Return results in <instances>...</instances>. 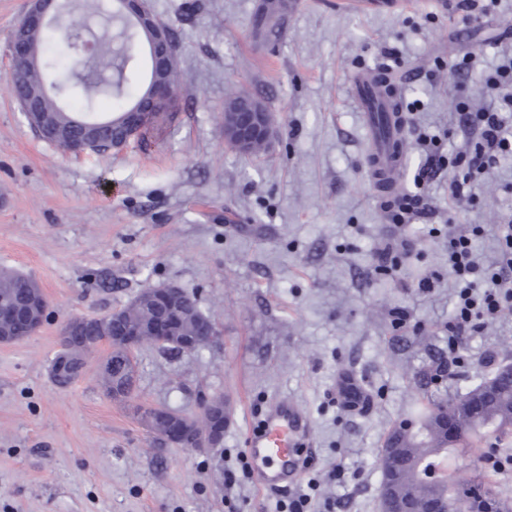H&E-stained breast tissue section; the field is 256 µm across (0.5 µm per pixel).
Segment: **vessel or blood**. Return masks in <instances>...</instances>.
Returning a JSON list of instances; mask_svg holds the SVG:
<instances>
[{
	"label": "vessel or blood",
	"mask_w": 512,
	"mask_h": 512,
	"mask_svg": "<svg viewBox=\"0 0 512 512\" xmlns=\"http://www.w3.org/2000/svg\"><path fill=\"white\" fill-rule=\"evenodd\" d=\"M388 81L381 73L370 71L350 84V94L359 107L364 127L371 138L367 160L374 186L397 180L403 163L404 141L381 117L397 112L396 98L387 91ZM309 441V422L300 407L288 400L273 401L260 415L247 442V452L257 482L277 487L298 476V456Z\"/></svg>",
	"instance_id": "1"
}]
</instances>
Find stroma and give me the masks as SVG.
<instances>
[{"label":"stroma","mask_w":512,"mask_h":512,"mask_svg":"<svg viewBox=\"0 0 512 512\" xmlns=\"http://www.w3.org/2000/svg\"><path fill=\"white\" fill-rule=\"evenodd\" d=\"M257 2L149 0L175 33L181 90L177 121L144 149L96 156L42 140L0 63V268L31 275L47 300L33 335L0 345V512H273L302 493L309 512H377L383 438L414 408V372L448 348V225H486L474 246L490 262L492 226L512 215V157L474 184L475 204L454 208L447 175L417 186L416 135L438 136L447 153L462 147L448 134L455 99L493 102L481 74L495 61L493 37L512 46L500 23L512 0H496L489 16L441 0H397L387 12L295 0L267 46L251 35ZM471 51L482 56L477 72L457 87L448 68ZM382 68L401 79L407 109L401 190L423 189L432 209L399 226L369 180L370 144L348 90L356 74ZM233 91L275 115L261 158L224 142ZM393 239L410 247L385 275L378 254ZM430 273L439 283L421 290ZM167 284L193 293L221 336L181 355L140 346L136 400L194 413L200 399L223 397L231 422L223 447L208 452L157 446L128 405L104 395L107 345L68 388L49 374L68 319ZM398 309L406 326L395 323ZM488 350L512 361V314L463 341L466 361L449 368L445 390L488 378ZM348 374L364 404H340ZM278 398L307 414L315 458L297 481L269 490L239 472L257 413ZM336 469L342 480L330 479ZM229 471L238 481L226 482Z\"/></svg>","instance_id":"35a3bbf8"}]
</instances>
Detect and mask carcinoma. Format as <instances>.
Segmentation results:
<instances>
[{"mask_svg": "<svg viewBox=\"0 0 512 512\" xmlns=\"http://www.w3.org/2000/svg\"><path fill=\"white\" fill-rule=\"evenodd\" d=\"M66 9L64 28L91 37L93 25L102 10V0H70ZM288 0H262L253 19V32L262 40H277L283 31ZM114 46L112 51L98 56L70 60L61 67L58 58L47 53L46 45L55 40L56 30L46 26L30 33L28 59L19 79L11 81L17 98L33 97L39 100L44 120V140L71 151L77 142L90 143V149L105 153L114 143L127 135L128 112L136 102L157 84L167 91L168 102L142 121L132 140L147 143L150 130L173 122L177 112L179 71L178 59L160 70H150L147 81H138L137 54L140 44L148 43L147 31L126 11L118 10L112 16ZM67 74V91L79 90L86 98L88 112H71L60 103L54 88L57 77ZM129 98L126 105L98 117L91 112L98 98ZM44 298L38 283L30 276L13 270H0V304L4 306L30 303ZM183 328L194 330L197 318L204 316L196 297L182 291L179 296ZM127 314L118 320L110 333L116 336L121 323L149 324L157 319V309L149 304L126 307ZM477 384L474 389H479ZM472 389V390H474ZM472 390H458L453 395L441 389L424 391L418 397L411 415L392 426L394 455L398 457L396 480L389 491L387 505L390 512H400L402 505L411 502L422 512L431 502L456 500L459 486L473 490L471 497L456 505L453 512H491L486 493L494 494L493 464L484 462L467 478L448 472L444 481L428 478L425 466H433L440 452L449 458L466 454L481 444L490 448H504L512 441V386L497 387L498 396L485 408L481 422L476 423L464 413L466 400Z\"/></svg>", "mask_w": 512, "mask_h": 512, "instance_id": "cac0c4a2", "label": "carcinoma"}]
</instances>
